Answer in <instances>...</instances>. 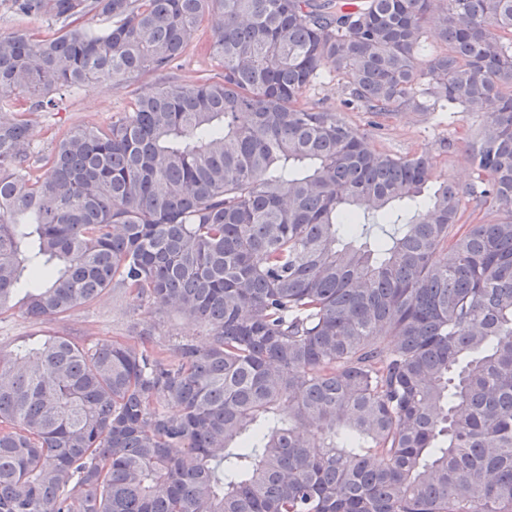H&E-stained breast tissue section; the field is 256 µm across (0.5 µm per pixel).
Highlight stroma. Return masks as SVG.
I'll return each instance as SVG.
<instances>
[{
    "mask_svg": "<svg viewBox=\"0 0 512 512\" xmlns=\"http://www.w3.org/2000/svg\"><path fill=\"white\" fill-rule=\"evenodd\" d=\"M216 19L204 16L193 32L182 56L170 69L144 72L119 85L93 83L78 89L52 92L54 107L35 112L31 117L33 142L38 148L49 149L52 128L93 126L109 123L113 115L130 109L133 99L150 88L169 83H192L203 74L217 72L218 66L205 53L213 38ZM347 90L343 80L327 74L310 86L301 102L318 110L339 111L363 137L366 146L375 151H388L399 156L428 151L437 162L438 179H447L466 186L474 179L465 160L463 137L478 118L450 116L446 112H419L404 109L382 118L380 127L369 124L370 113L342 109ZM454 139L452 150H445L444 139ZM138 317L130 298L108 291L96 302L70 314L64 321L37 324L29 320L21 308H14L0 319V350L9 352L27 344L31 338L56 332L84 338L86 341L128 335Z\"/></svg>",
    "mask_w": 512,
    "mask_h": 512,
    "instance_id": "1",
    "label": "stroma"
}]
</instances>
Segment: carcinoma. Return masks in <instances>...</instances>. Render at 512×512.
<instances>
[{"mask_svg": "<svg viewBox=\"0 0 512 512\" xmlns=\"http://www.w3.org/2000/svg\"><path fill=\"white\" fill-rule=\"evenodd\" d=\"M0 1L47 24L0 35V315L150 316L0 352V512H512V0ZM206 14L220 73L35 150L50 92L168 69ZM325 70L481 118L474 181L302 107ZM171 315L208 346L156 347Z\"/></svg>", "mask_w": 512, "mask_h": 512, "instance_id": "cac0c4a2", "label": "carcinoma"}]
</instances>
